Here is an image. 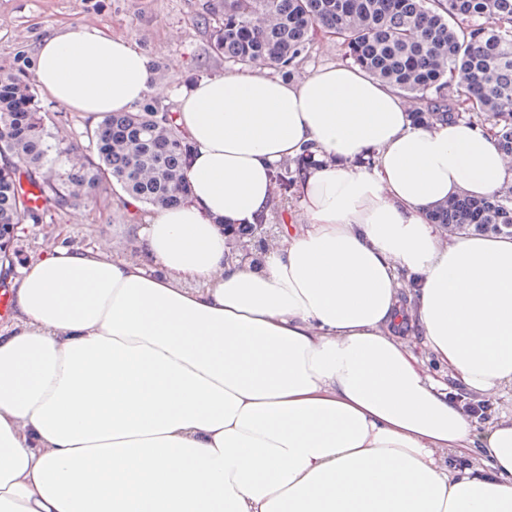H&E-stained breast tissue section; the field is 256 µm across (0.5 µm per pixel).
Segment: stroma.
I'll list each match as a JSON object with an SVG mask.
<instances>
[{
  "label": "stroma",
  "mask_w": 512,
  "mask_h": 512,
  "mask_svg": "<svg viewBox=\"0 0 512 512\" xmlns=\"http://www.w3.org/2000/svg\"><path fill=\"white\" fill-rule=\"evenodd\" d=\"M210 0H0V67L33 58L39 43L67 26L93 25L126 33L145 52L163 89L157 100L175 109L191 76L234 71L232 63L211 54L209 32L200 19ZM145 211L131 212L115 189L98 191L92 201L46 212L42 223L22 224L16 247L20 261L48 253L56 244L74 249L105 242L131 252Z\"/></svg>",
  "instance_id": "obj_1"
}]
</instances>
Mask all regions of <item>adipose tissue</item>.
I'll list each match as a JSON object with an SVG mask.
<instances>
[{"instance_id":"1","label":"adipose tissue","mask_w":512,"mask_h":512,"mask_svg":"<svg viewBox=\"0 0 512 512\" xmlns=\"http://www.w3.org/2000/svg\"><path fill=\"white\" fill-rule=\"evenodd\" d=\"M33 72L91 116L160 90L130 37L91 26L44 38ZM175 119L188 196L140 225L137 257L57 246L21 269L0 326V512H512V416L478 429L393 332L417 329L470 390H512V236L427 218L512 183L490 127L413 123L341 63L209 77ZM310 144L324 162L287 231L259 263L230 259L225 225L269 211L273 166ZM467 448L489 475L448 468Z\"/></svg>"}]
</instances>
